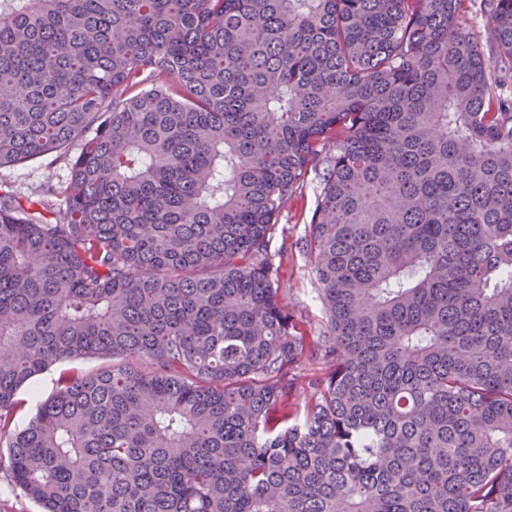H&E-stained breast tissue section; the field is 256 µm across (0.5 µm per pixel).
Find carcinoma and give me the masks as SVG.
<instances>
[{
  "mask_svg": "<svg viewBox=\"0 0 512 512\" xmlns=\"http://www.w3.org/2000/svg\"><path fill=\"white\" fill-rule=\"evenodd\" d=\"M0 11V470L42 512H512V0ZM308 235L327 332L280 302ZM28 424L36 376L73 358ZM476 8L477 5L476 7L470 6L468 12H465L458 18V24L466 31L478 37L483 45L486 55L492 56L494 55V49L487 39L488 30L491 26V19L487 14ZM67 173L63 160L47 156L21 166L0 169V183L18 194H26L32 185L45 183L61 192L66 185ZM318 175L314 170L308 174L303 187L288 203V208L282 212L279 224L288 228V242L284 254L276 258L280 261V276L283 281L292 285L293 291L282 297V303L288 309L301 316L305 329L310 336H321L325 331V320L322 309L317 301L318 284L312 274L310 258L299 251L291 243L308 234V224L311 213L316 205V186ZM103 365L104 363L97 359L79 358L56 364L48 371L37 376L34 383V395L27 390L20 396L26 402L16 416L17 424L19 426L25 425L35 412L37 403L47 399L56 392L59 378L63 374L85 375L96 372Z\"/></svg>",
  "mask_w": 512,
  "mask_h": 512,
  "instance_id": "obj_1",
  "label": "carcinoma"
}]
</instances>
